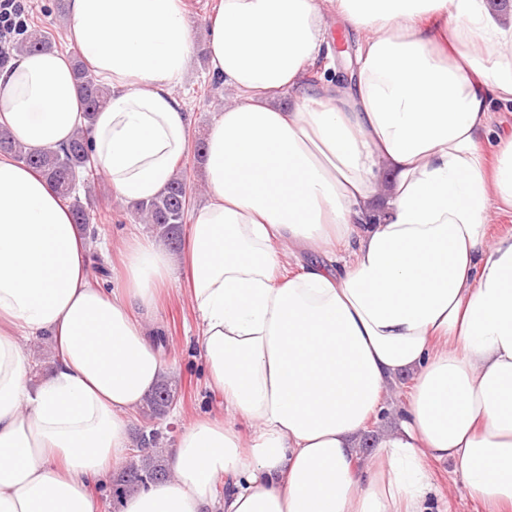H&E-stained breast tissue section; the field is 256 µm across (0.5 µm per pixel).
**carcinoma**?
Segmentation results:
<instances>
[{
    "mask_svg": "<svg viewBox=\"0 0 512 512\" xmlns=\"http://www.w3.org/2000/svg\"><path fill=\"white\" fill-rule=\"evenodd\" d=\"M53 48L51 38L41 33H33L14 46L17 51L43 52ZM74 65L85 118L90 123L95 112L107 102L110 90L86 70L81 61H75ZM1 152L41 171L55 185L63 198L70 200L75 223L82 230L89 229L93 215L76 195L77 185L88 186L96 176L84 131H78L63 147L31 151L16 142L7 131L1 130ZM189 204L190 189L187 176L178 174L160 196L149 203L135 206V212L142 221L153 225L157 235L166 244L174 247L181 241ZM174 393L172 382L166 377L163 378L145 401V416L150 420L161 418L170 400L174 398ZM161 439L162 432L154 427L137 433L132 448L133 459L126 466L119 483L113 488L112 495L115 498L119 499L167 477L166 466L156 451Z\"/></svg>",
    "mask_w": 512,
    "mask_h": 512,
    "instance_id": "cac0c4a2",
    "label": "carcinoma"
}]
</instances>
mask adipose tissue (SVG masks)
I'll list each match as a JSON object with an SVG mask.
<instances>
[{
	"label": "adipose tissue",
	"instance_id": "adipose-tissue-1",
	"mask_svg": "<svg viewBox=\"0 0 512 512\" xmlns=\"http://www.w3.org/2000/svg\"><path fill=\"white\" fill-rule=\"evenodd\" d=\"M329 11L358 37L356 75L309 87L334 56ZM207 26L236 100L211 120L181 256L129 234L104 287L89 255L107 242L0 156V512H96L161 377L149 319L179 276L224 415L186 427L172 479L119 512H432V461L512 512V233L488 234L512 213V130L483 145L491 101L512 102V17L490 0H217ZM68 39L111 91L93 124L69 58L25 52L0 70V126L32 151L88 128L113 191L152 200L189 147L185 0H69ZM301 252L317 262L290 273ZM43 337L55 365L37 379L21 342ZM406 371L396 429L361 460Z\"/></svg>",
	"mask_w": 512,
	"mask_h": 512
}]
</instances>
